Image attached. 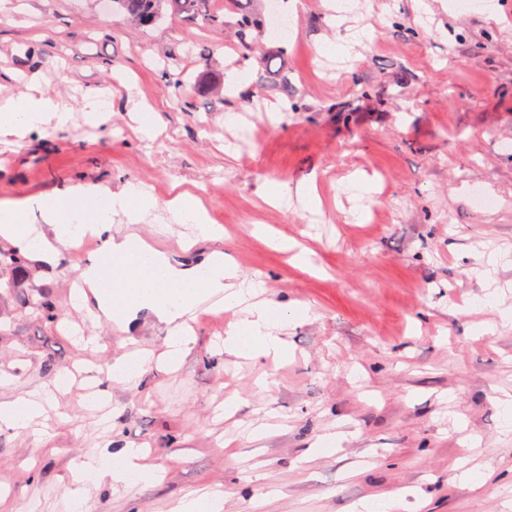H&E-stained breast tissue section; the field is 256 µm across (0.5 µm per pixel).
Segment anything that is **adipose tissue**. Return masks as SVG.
I'll list each match as a JSON object with an SVG mask.
<instances>
[{
	"label": "adipose tissue",
	"mask_w": 512,
	"mask_h": 512,
	"mask_svg": "<svg viewBox=\"0 0 512 512\" xmlns=\"http://www.w3.org/2000/svg\"><path fill=\"white\" fill-rule=\"evenodd\" d=\"M70 111L56 99L28 93L19 97H0V137L24 139L33 129L53 124L64 129ZM157 206L156 198L137 184H127L115 192L107 187H76L38 198L35 204L0 202V237L21 253L44 263L53 262L57 248L72 245L86 236L102 238L99 255L89 257L76 269L82 286L74 300L81 308L96 306L102 315L114 321H131L140 311L156 313L168 325L166 361L175 367L182 363L194 338L185 319L201 302L215 299L220 306L245 305L246 315L229 331L227 341L248 355H288V348L277 331L289 319L288 309L253 302L254 286L238 284V273L231 261L216 253L200 266L177 268L165 255L140 238L113 232L112 221L123 216L137 224ZM177 220L196 225L202 237H219L221 229L212 224L201 201L184 192L168 204ZM40 212L53 231L39 232L31 215ZM0 425L32 428L34 440L47 447L52 427L45 414L43 400L32 394L0 401ZM140 449H123L112 457L89 450L76 465V485L111 477L113 482L133 485L154 480V471L138 464Z\"/></svg>",
	"instance_id": "1"
}]
</instances>
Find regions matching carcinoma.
<instances>
[{
  "label": "carcinoma",
  "mask_w": 512,
  "mask_h": 512,
  "mask_svg": "<svg viewBox=\"0 0 512 512\" xmlns=\"http://www.w3.org/2000/svg\"><path fill=\"white\" fill-rule=\"evenodd\" d=\"M205 2L207 0H105L112 11L124 14L131 24L144 28L156 25L168 15L199 17L210 27L233 26L240 35L239 61H249L255 49V40L249 36L264 32L266 18L252 9L251 0H229L231 8L223 14L201 9Z\"/></svg>",
  "instance_id": "carcinoma-1"
}]
</instances>
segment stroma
I'll return each mask as SVG.
<instances>
[{"label": "stroma", "instance_id": "obj_1", "mask_svg": "<svg viewBox=\"0 0 512 512\" xmlns=\"http://www.w3.org/2000/svg\"><path fill=\"white\" fill-rule=\"evenodd\" d=\"M357 0L350 24L371 34L347 58L321 55L338 33L325 0H300L288 44L265 34L238 95L224 92L238 37L185 18L129 28L100 0H0V91L38 80L67 102L62 131L0 139V201L35 200L70 187L139 183L158 207L130 232L189 267L214 253L241 280L263 284L269 305H308L281 331L288 359L237 357L224 345L236 310L198 306L195 341L173 372L149 367L135 385L108 382L98 407L86 385L134 348L165 350L167 328L142 312L127 328L71 304L84 254L60 248L53 263L28 260L0 277V397L40 392L54 437L37 448L29 431L0 428V512H60L74 463L96 445L145 448L149 485L84 486L85 512H173L208 494L223 512H352L399 499L397 512H512V321L481 301L484 252L512 305V0ZM212 45L210 68L188 55ZM285 50L283 87L266 85L265 56ZM108 89L112 114L86 122L90 88ZM302 112H287V96ZM149 105L161 131H137ZM240 117L225 122L226 113ZM378 180L350 215V175ZM311 179L321 200L296 199ZM292 194L273 207V187ZM497 200L471 201L472 189ZM205 194L218 239L199 240L174 219L170 194ZM310 249L308 266L253 235L254 225ZM49 299L60 319L38 307ZM75 381L57 390V374ZM469 481H462V471Z\"/></svg>", "mask_w": 512, "mask_h": 512}]
</instances>
